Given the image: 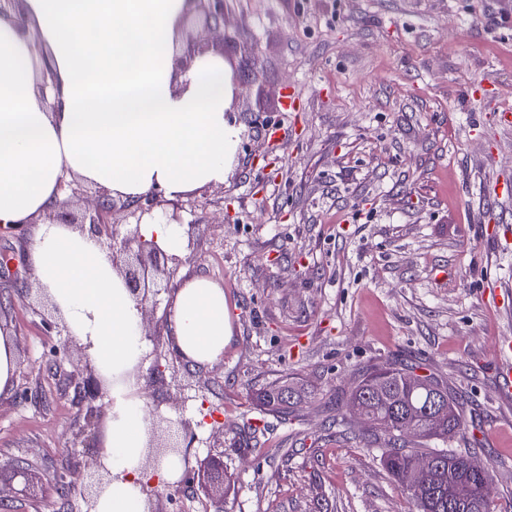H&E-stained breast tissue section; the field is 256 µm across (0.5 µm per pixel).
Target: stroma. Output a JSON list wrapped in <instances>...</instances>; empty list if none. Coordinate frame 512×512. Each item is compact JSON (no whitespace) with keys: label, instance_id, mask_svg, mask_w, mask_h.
Instances as JSON below:
<instances>
[{"label":"stroma","instance_id":"35a3bbf8","mask_svg":"<svg viewBox=\"0 0 512 512\" xmlns=\"http://www.w3.org/2000/svg\"><path fill=\"white\" fill-rule=\"evenodd\" d=\"M224 61L241 78L229 116L241 130L221 185L182 198L194 243L183 269L221 283L234 318L222 360L194 368L168 351L170 295L144 317L138 386L154 441L189 422L190 470L224 457L223 505L200 487L156 488L152 512H407L345 399L363 370L417 364L447 381L469 428L454 440L492 459L493 512H512V394L488 362L512 336V0H226ZM300 100L286 106L287 95ZM288 129L271 144L263 121ZM273 166H265V159ZM30 226L0 230L17 277L0 278V326L18 367L0 397V512H85L56 471L98 455L107 413L86 418L55 366L56 318L27 262ZM300 379L288 418L255 394ZM23 461L28 476L15 475Z\"/></svg>","mask_w":512,"mask_h":512}]
</instances>
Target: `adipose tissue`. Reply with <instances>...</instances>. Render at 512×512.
Instances as JSON below:
<instances>
[{
    "mask_svg": "<svg viewBox=\"0 0 512 512\" xmlns=\"http://www.w3.org/2000/svg\"><path fill=\"white\" fill-rule=\"evenodd\" d=\"M185 8L186 0H25V23L54 70L52 112L36 90L30 42L0 17V227L54 208L67 174L125 197L157 189L173 199L224 183L240 141L228 116L235 87L219 55L176 73ZM28 261L96 368L112 372L99 455L109 478L94 512H148L150 481L176 483L185 462L171 455L146 468L150 428L136 381L142 313L90 234L37 225ZM167 332L192 367L222 359L233 336L223 286L183 275Z\"/></svg>",
    "mask_w": 512,
    "mask_h": 512,
    "instance_id": "obj_1",
    "label": "adipose tissue"
}]
</instances>
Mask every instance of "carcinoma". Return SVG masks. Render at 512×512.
Returning a JSON list of instances; mask_svg holds the SVG:
<instances>
[{"label": "carcinoma", "mask_w": 512, "mask_h": 512, "mask_svg": "<svg viewBox=\"0 0 512 512\" xmlns=\"http://www.w3.org/2000/svg\"><path fill=\"white\" fill-rule=\"evenodd\" d=\"M257 399L268 411L288 413L302 400V389L277 381L262 389ZM350 406H358L371 428L369 444L382 449V461L391 476L406 490L413 512H474L480 489L490 482V470L481 474L467 468L470 449L428 448L429 442L447 443L465 433L467 421L448 394V386L431 375H418L415 367L385 363L361 375ZM390 425L393 434L378 431ZM414 427L413 439L402 437ZM432 456L436 469L428 483L412 487L406 477L415 459Z\"/></svg>", "instance_id": "carcinoma-1"}]
</instances>
